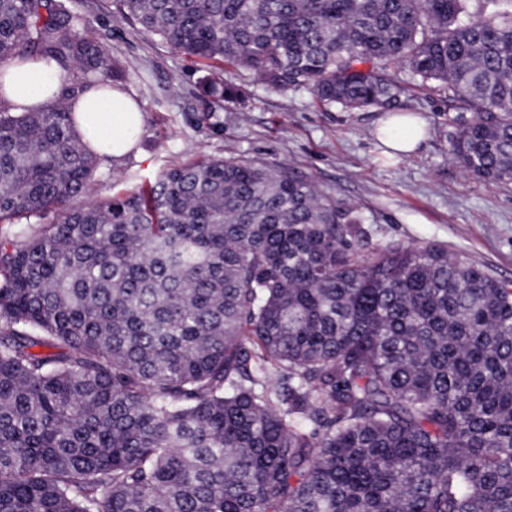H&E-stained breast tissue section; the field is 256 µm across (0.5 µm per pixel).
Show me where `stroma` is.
I'll use <instances>...</instances> for the list:
<instances>
[{
  "mask_svg": "<svg viewBox=\"0 0 512 512\" xmlns=\"http://www.w3.org/2000/svg\"><path fill=\"white\" fill-rule=\"evenodd\" d=\"M64 2L123 61L124 88L143 108L136 151L119 162L99 157L94 196L137 189L202 156L243 157L313 180L362 218L371 245L437 244L512 281V181L479 180L450 160L456 126L432 88L402 96L400 111L426 120V138L414 154L390 158L373 135L381 111L270 90L229 67L225 77L249 96L215 106L197 94L200 69L121 20L115 0Z\"/></svg>",
  "mask_w": 512,
  "mask_h": 512,
  "instance_id": "35a3bbf8",
  "label": "stroma"
}]
</instances>
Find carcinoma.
<instances>
[{
    "label": "carcinoma",
    "mask_w": 512,
    "mask_h": 512,
    "mask_svg": "<svg viewBox=\"0 0 512 512\" xmlns=\"http://www.w3.org/2000/svg\"><path fill=\"white\" fill-rule=\"evenodd\" d=\"M241 102L224 66L391 112L438 84L449 154L512 180V0H116ZM0 512H512V283L437 245L365 251L303 177L188 161L84 201L69 104L126 81L64 0H0ZM1 69L6 74L5 96L12 101L26 99L28 103H37L41 99L33 96L34 84L48 81L47 68L39 63L17 66L12 63L3 64Z\"/></svg>",
    "instance_id": "carcinoma-1"
}]
</instances>
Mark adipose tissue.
Instances as JSON below:
<instances>
[{
	"instance_id": "adipose-tissue-1",
	"label": "adipose tissue",
	"mask_w": 512,
	"mask_h": 512,
	"mask_svg": "<svg viewBox=\"0 0 512 512\" xmlns=\"http://www.w3.org/2000/svg\"><path fill=\"white\" fill-rule=\"evenodd\" d=\"M0 69L6 74L5 95L12 101L32 99L35 83L48 78L46 67L39 63H7ZM72 110L83 143L95 154L119 161L133 149L132 132L142 122V111L127 91L90 88ZM424 133V120L407 113L389 116L377 129L379 141L395 156L415 152Z\"/></svg>"
}]
</instances>
